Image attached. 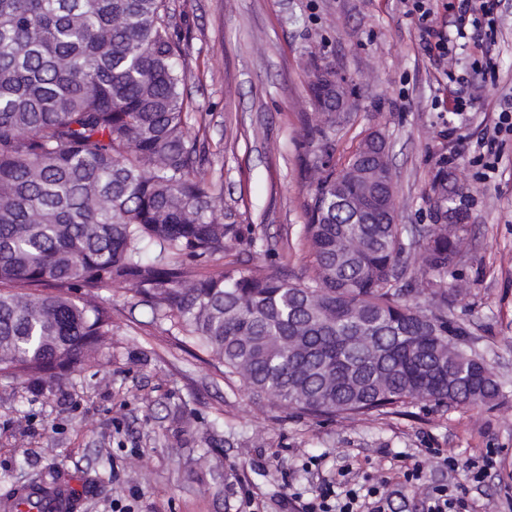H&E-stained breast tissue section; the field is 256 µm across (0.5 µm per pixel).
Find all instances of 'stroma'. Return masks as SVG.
I'll return each instance as SVG.
<instances>
[{"mask_svg":"<svg viewBox=\"0 0 512 512\" xmlns=\"http://www.w3.org/2000/svg\"><path fill=\"white\" fill-rule=\"evenodd\" d=\"M184 29L182 62L194 109L190 132L205 151L217 214L235 225L223 258L314 276L305 209L319 163L305 121L317 69L349 86L348 106L325 133L345 165L372 133L388 145L398 222L414 237L437 224L433 186L448 172L465 215L463 288L449 310L477 336L504 400L491 409L415 402L349 421L311 418L256 397L207 364L169 321L152 320L127 289L99 292L112 334L89 365L53 379L0 375V501L59 479L76 512H300L317 476L389 480L388 512H423L432 487L466 486L473 512H512V141L483 179L474 146L512 96V0H501L487 83L477 110L435 109L447 84L423 49L403 0H170ZM497 449L481 487L470 463ZM420 463L418 486L404 471Z\"/></svg>","mask_w":512,"mask_h":512,"instance_id":"stroma-1","label":"stroma"}]
</instances>
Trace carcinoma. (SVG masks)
<instances>
[{
    "mask_svg": "<svg viewBox=\"0 0 512 512\" xmlns=\"http://www.w3.org/2000/svg\"><path fill=\"white\" fill-rule=\"evenodd\" d=\"M172 18L167 0H0V372L40 380L85 365L111 334L94 297L128 288L224 374L303 415L495 405L502 384L448 316L446 278L462 261L448 224L405 241L385 210L362 224L348 205L372 165L366 139L346 174L310 127L324 169L303 227L311 282L184 264L224 253L235 229L215 214L188 128ZM436 190L443 217L461 223L448 177ZM416 249L434 276L426 313L412 302L418 282H402Z\"/></svg>",
    "mask_w": 512,
    "mask_h": 512,
    "instance_id": "carcinoma-1",
    "label": "carcinoma"
}]
</instances>
